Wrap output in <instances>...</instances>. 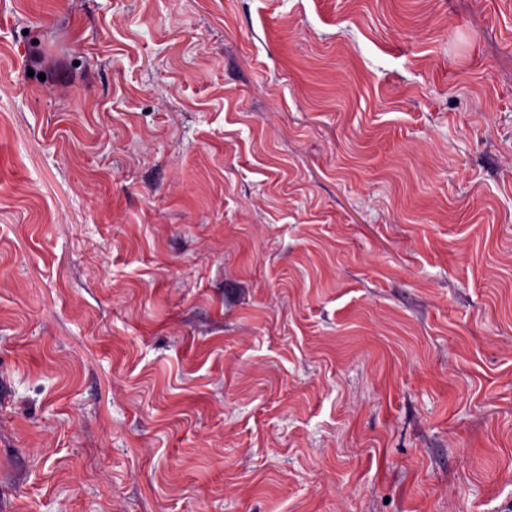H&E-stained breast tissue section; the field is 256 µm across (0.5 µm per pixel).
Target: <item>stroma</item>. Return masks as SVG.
Here are the masks:
<instances>
[{"label": "stroma", "instance_id": "35a3bbf8", "mask_svg": "<svg viewBox=\"0 0 512 512\" xmlns=\"http://www.w3.org/2000/svg\"><path fill=\"white\" fill-rule=\"evenodd\" d=\"M0 512H512V0H0Z\"/></svg>", "mask_w": 512, "mask_h": 512}]
</instances>
